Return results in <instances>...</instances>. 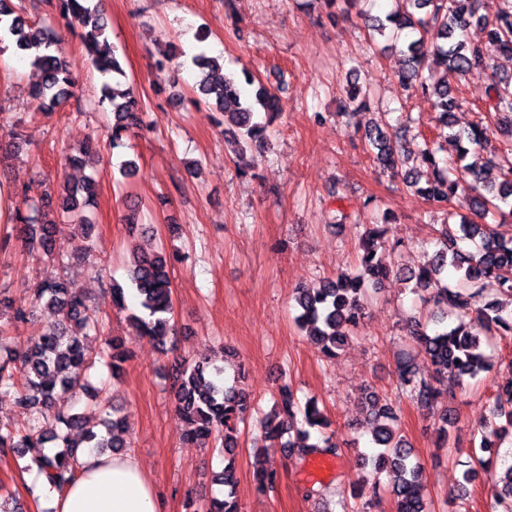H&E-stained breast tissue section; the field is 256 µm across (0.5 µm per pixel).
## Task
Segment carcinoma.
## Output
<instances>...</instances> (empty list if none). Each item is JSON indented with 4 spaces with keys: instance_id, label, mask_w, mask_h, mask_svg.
<instances>
[{
    "instance_id": "cac0c4a2",
    "label": "carcinoma",
    "mask_w": 512,
    "mask_h": 512,
    "mask_svg": "<svg viewBox=\"0 0 512 512\" xmlns=\"http://www.w3.org/2000/svg\"><path fill=\"white\" fill-rule=\"evenodd\" d=\"M403 11L390 13L386 20L371 19L370 29L384 38H398L406 30L411 39L400 46L405 56L397 74L398 82L407 86L419 83L436 113L434 138L425 143L417 156L419 164L406 166L408 154L398 137L388 131V113H380L365 134V141L378 166L401 179L402 183L436 203L448 206L460 191L470 193L471 210L482 220L490 214L512 217V160L508 152L488 149V126L476 122L456 127L452 120L462 101L448 84V74L461 77L474 68L484 67L497 54L512 56V0L494 19L482 13L483 0H403ZM56 8L69 25L80 27L79 37L95 69L105 77L101 102L111 107L112 126L108 138L112 148L125 146L135 129L140 127L141 101L127 84L119 48L110 41L108 20L101 0H57ZM482 26L484 37L478 42L466 38L472 24ZM15 43L16 54L29 60L41 77L30 97L39 109L58 107L78 93V83L70 74L62 56V38L56 27L29 18L25 0H0V41ZM197 81L194 92L198 101L224 116V125L246 145L264 146L269 121L256 120V114L271 115L280 110L277 86L273 92L248 70L243 78L224 74L219 58L204 52L191 57ZM485 111L494 115L497 126L512 138V76L491 84ZM451 140L457 147L453 160L438 157L440 140ZM68 165L82 168L101 163L98 141L89 140L74 155L65 158ZM498 170L501 180L487 182L488 174ZM96 203V182L88 178L69 185L57 198L46 196L37 201L23 190L16 209L20 224L17 239L27 249H42L52 255V246L60 222L78 228L84 242L81 254L91 250L93 224L88 212ZM388 228L382 224H366L360 235L361 271L355 275L340 274L319 281L315 288H300L294 296L299 314L297 326L317 344L327 358L336 357L348 340L357 335L366 315L365 298L369 289H377L392 275L412 291L426 292L428 301L441 308L433 333L417 323L410 334L418 353L432 368L428 377L419 374L414 359L406 354L398 363V385L410 399L423 408L439 406L435 422L436 445L449 447L456 419L448 415L443 400L455 388H464L467 380L490 369L485 352L490 339L512 338V311L491 301L482 300L480 282L493 277L500 290L512 297V237L505 238L491 224H478L449 209L444 223L436 229V250L432 257L416 266L386 265L378 254L379 239ZM179 256L163 251L151 254L134 252L130 258L129 279L139 300L141 314H130V320L142 336L165 342L173 334L172 265ZM460 272L456 285L442 283L446 267ZM32 303L50 307L57 316L51 327L31 345H19L10 356L0 360V397L34 413L26 433L0 425V456L21 454L26 448H55L51 457L38 454L35 460L49 487L58 492L74 480L80 470L82 449L110 448L121 451L130 447L129 426L117 407L102 400L94 402L100 413H106L104 429L90 425L87 413L72 407L55 409L56 403L86 390L88 371L94 362L85 350V341L100 331L98 317L83 295L71 291L64 279L48 275L33 289ZM0 311V349L15 340L11 333L27 320L26 303L4 305ZM100 358L116 379L128 359L124 342L112 337L105 340ZM25 374L26 383L18 388L14 371ZM224 370L203 361H182L173 377V397L178 418L185 424L184 439L202 447L211 446L225 454L224 470L213 475V482L224 487V498H214L194 512H240L237 499V477L233 464L238 445L239 424L245 422L251 409L245 392L236 384L228 386ZM274 411L260 421L264 440L303 457L313 453H336L333 435L309 442L311 430L321 433L329 420L314 399L300 404L296 391L280 386ZM365 411L372 418V442L377 454L375 467L391 478L390 494L397 512H430L424 502L422 467L412 460V449L395 426V410L373 391L362 396ZM481 431L491 430L499 439L512 438V379L500 386L489 404L488 414L479 423ZM296 433V440L283 441L285 434ZM494 443L482 436L479 447L472 448L465 461L459 485L469 483L481 471L490 484L488 512H512V464L500 473L493 458H484ZM258 490L273 486L274 473L255 460Z\"/></svg>"
}]
</instances>
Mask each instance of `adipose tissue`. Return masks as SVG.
<instances>
[{"label": "adipose tissue", "instance_id": "obj_1", "mask_svg": "<svg viewBox=\"0 0 512 512\" xmlns=\"http://www.w3.org/2000/svg\"><path fill=\"white\" fill-rule=\"evenodd\" d=\"M81 463L75 480L54 495V512H163L161 497L133 455L87 448Z\"/></svg>", "mask_w": 512, "mask_h": 512}]
</instances>
